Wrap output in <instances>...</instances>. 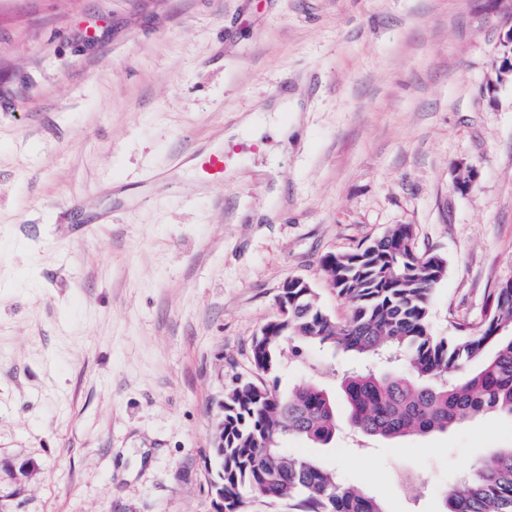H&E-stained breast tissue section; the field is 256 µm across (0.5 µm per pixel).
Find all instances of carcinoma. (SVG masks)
I'll return each instance as SVG.
<instances>
[{
    "label": "carcinoma",
    "instance_id": "1",
    "mask_svg": "<svg viewBox=\"0 0 512 512\" xmlns=\"http://www.w3.org/2000/svg\"><path fill=\"white\" fill-rule=\"evenodd\" d=\"M336 295L350 302L345 321L325 318L312 288L288 289L284 336H258L255 369L272 374L283 345L299 356L301 344L351 353L382 370L343 374L345 422L364 437L397 439L443 431L491 412L512 417V286L495 291L477 326H453L446 336L430 324L434 288L447 258L420 252L409 224L379 239L323 257ZM339 420L328 393L299 388L286 396L274 386L236 379L224 392V447L213 449L225 512H245L243 496L293 502L300 512H386L376 498L346 486L335 468L297 457L284 440L327 445ZM444 512H512V447L494 450L446 490Z\"/></svg>",
    "mask_w": 512,
    "mask_h": 512
}]
</instances>
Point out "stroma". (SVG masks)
I'll list each match as a JSON object with an SVG mask.
<instances>
[{"instance_id": "obj_1", "label": "stroma", "mask_w": 512, "mask_h": 512, "mask_svg": "<svg viewBox=\"0 0 512 512\" xmlns=\"http://www.w3.org/2000/svg\"><path fill=\"white\" fill-rule=\"evenodd\" d=\"M510 19L512 0H0V512H216L214 423L282 283L347 318L321 260L393 225L448 259L433 331L479 323L512 280V83L487 87ZM283 90L299 113L239 131ZM195 146L225 149L223 182L177 164ZM76 198L87 234L58 237ZM351 363L283 353L277 388L340 398ZM287 446L387 512H441L512 418Z\"/></svg>"}]
</instances>
